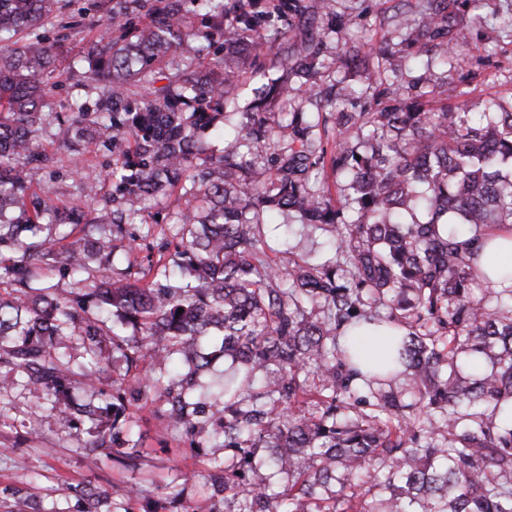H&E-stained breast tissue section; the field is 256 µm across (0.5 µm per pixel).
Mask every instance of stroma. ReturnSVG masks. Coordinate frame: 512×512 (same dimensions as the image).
Here are the masks:
<instances>
[{
  "instance_id": "1",
  "label": "stroma",
  "mask_w": 512,
  "mask_h": 512,
  "mask_svg": "<svg viewBox=\"0 0 512 512\" xmlns=\"http://www.w3.org/2000/svg\"><path fill=\"white\" fill-rule=\"evenodd\" d=\"M317 2L304 0L308 12L303 29L289 28L287 21H280V29L286 32L283 52L262 57L258 69L246 71L238 89L240 103L249 102L253 88L265 78L289 76L285 57L294 56L304 33L319 34L325 22ZM118 4L119 0H98L93 9L89 0H59L58 17L47 25L46 33L60 41L68 74L50 91L46 124L38 133L49 162L29 170L32 190L48 194L62 207L87 200L93 219L119 207L112 184L106 179L116 158L99 144L67 149L55 132L59 121L69 115L73 101L98 98L73 61L88 31L96 29L107 10ZM337 10L352 40L360 45L379 42L380 28L392 24L397 4L395 0H339ZM454 52L458 68L464 72L476 70V61L482 56H491L497 63L474 93L473 111H480L486 94H512V45L503 43L496 30L488 27L475 32ZM319 61L316 82L321 91L340 83L347 91L367 95L362 71L338 69L333 37L324 38ZM195 204L188 193L148 199L143 213L152 226L148 238L134 241L123 230L112 234L115 272H123L130 263L145 272L159 257L170 255L178 217ZM266 233L271 258L283 266L325 255L331 238L329 232L303 224L296 215L285 212L270 215ZM37 398V392L20 385L0 392V402L6 406L0 415V512H16L21 497L29 495L42 512H75L76 491L84 486L119 503L122 512H187L191 507L196 512H222L224 498L216 494L210 473L212 461L223 459V449L191 447L185 434L167 429L160 405L128 393L129 434L140 444V458L133 464L120 462L115 448L107 443L96 450L99 465L92 469L86 460L87 445L98 438L92 423L59 413L49 418L39 416L32 409ZM169 485L180 490L177 500L166 499L165 488Z\"/></svg>"
}]
</instances>
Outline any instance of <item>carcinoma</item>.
Listing matches in <instances>:
<instances>
[{
    "mask_svg": "<svg viewBox=\"0 0 512 512\" xmlns=\"http://www.w3.org/2000/svg\"><path fill=\"white\" fill-rule=\"evenodd\" d=\"M198 1L224 49L209 67L124 104L127 84L157 58L210 39L188 21L186 5ZM56 4L0 0V284L10 286L0 293V390L23 381L41 393L35 411L51 417L109 346L144 366L134 382L166 406L169 426L224 449L212 463L224 512H512V271L496 273V288L480 265L487 233L512 231V96L487 97L474 118L471 73L420 91L399 81L407 58L435 48L454 70L455 46L484 26L512 42V0H419L382 32L396 47L385 62L369 65L372 48L340 59L364 66L376 100L359 112L344 111L340 96L327 102L331 152L319 120L297 110L276 122L263 109L270 94L288 101L313 86L273 82L238 112L243 71L223 59L277 52L274 19H302L304 0H146L145 26L125 10L106 15L81 62L112 107L72 105L56 136L118 155L108 178L124 208L114 224L141 218L146 196L199 198L179 218L176 254L145 283L112 276L111 240L90 231L81 204L62 211L31 191L29 166L48 162L37 143L44 95L63 78L59 46L38 33ZM234 116L224 153L200 158L199 131ZM271 140L284 145L273 175L241 189V148L259 153ZM327 166L335 198L317 180ZM274 210L331 227L329 257L274 265L261 232ZM45 217L54 231L85 230L67 232L59 252L53 234H36ZM58 263L77 285L93 280V308L33 286ZM364 323L387 330L374 359L359 345ZM210 336L223 337L220 354L236 364L217 385L199 381L213 360L202 350ZM175 352L186 369L178 384L162 369ZM77 412L139 457L138 442L123 438L121 386ZM264 466L291 479L288 491L255 479Z\"/></svg>",
    "mask_w": 512,
    "mask_h": 512,
    "instance_id": "cac0c4a2",
    "label": "carcinoma"
}]
</instances>
